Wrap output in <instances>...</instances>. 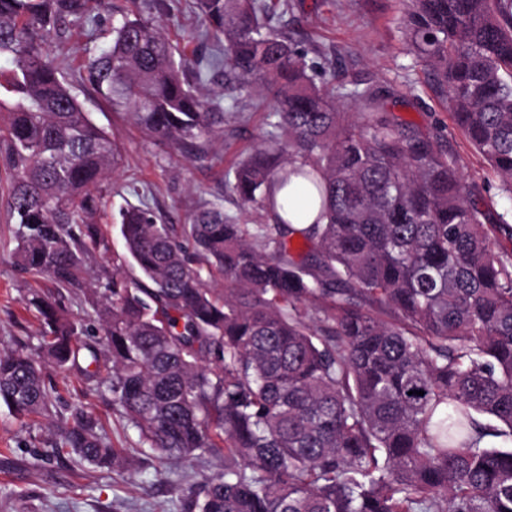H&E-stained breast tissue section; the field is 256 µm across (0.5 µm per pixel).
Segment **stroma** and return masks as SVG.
<instances>
[{
    "label": "stroma",
    "mask_w": 512,
    "mask_h": 512,
    "mask_svg": "<svg viewBox=\"0 0 512 512\" xmlns=\"http://www.w3.org/2000/svg\"><path fill=\"white\" fill-rule=\"evenodd\" d=\"M293 10L279 14L278 27L294 33L314 59L331 69L339 85L356 84L380 93V102L420 133L438 137L455 155L467 180L482 181L483 158L453 125L443 97L427 75L424 61L409 50L399 0H293ZM173 16L164 20L166 32L183 57L202 59L207 49L197 38L203 23L188 8V0H174ZM144 0H109L66 26L64 43L53 52L66 80L93 120L105 127L122 147V158L108 181V208L98 219L112 236L110 255H94L85 265L91 274L112 269L125 253L115 219L120 208L147 205L160 210L167 223H186L199 202L222 200L226 215L253 222L236 198L226 191V174L242 152L265 135V113L247 111L224 116V141L217 144V161L188 162L148 138L128 115L116 114L80 85L79 75L90 57L112 39L113 12L144 9ZM7 186L0 183V350L26 349L40 356L43 328L38 310L30 305L33 293L53 296L69 319L92 330L100 325L89 306L87 291L56 288L46 276L18 270L12 254L17 246L15 225L9 224ZM56 391L50 415L20 424L0 407V512H179L172 501L173 486H200L222 473L218 458L160 461L139 452L138 429L100 395L90 381L75 372L46 367ZM84 405L112 447L126 451L123 466L78 467L71 455L51 456L50 443L61 418L72 406Z\"/></svg>",
    "instance_id": "35a3bbf8"
}]
</instances>
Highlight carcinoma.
I'll use <instances>...</instances> for the list:
<instances>
[{
	"instance_id": "carcinoma-1",
	"label": "carcinoma",
	"mask_w": 512,
	"mask_h": 512,
	"mask_svg": "<svg viewBox=\"0 0 512 512\" xmlns=\"http://www.w3.org/2000/svg\"><path fill=\"white\" fill-rule=\"evenodd\" d=\"M91 3L106 0H0L16 264L69 290L86 283L88 254L112 251L97 218L118 146L48 52ZM401 5L410 52L512 202V0ZM278 7L290 0H193L204 38L223 48L203 68L176 58L161 21L114 20L83 80L157 143L213 159L224 107L203 89L210 71L240 81L233 106L269 110L271 130L225 180L264 222L213 202L180 226L120 209L139 276L116 263L92 289L102 347L35 294L40 348L110 394L142 452L224 458L205 485L175 489L183 512H512V253L496 251L512 205L483 206L485 185L439 139L381 110L376 93L333 83L273 24ZM345 99L369 111L354 119ZM313 210L297 251L280 213ZM53 402L40 361L0 351V405L24 425ZM52 451L90 466L121 458L81 405Z\"/></svg>"
}]
</instances>
